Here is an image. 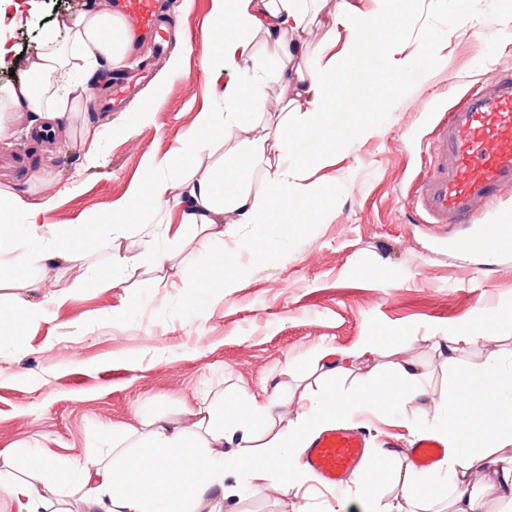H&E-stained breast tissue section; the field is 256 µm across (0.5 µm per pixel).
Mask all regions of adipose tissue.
<instances>
[{"label": "adipose tissue", "instance_id": "1", "mask_svg": "<svg viewBox=\"0 0 512 512\" xmlns=\"http://www.w3.org/2000/svg\"><path fill=\"white\" fill-rule=\"evenodd\" d=\"M366 11L353 10L340 0L336 12L323 16L317 0H212L211 27L216 34L205 63L213 102L195 116L174 152L150 154L143 175L112 204V218L98 224L100 247L111 249V267L95 273L99 288L138 272L161 270L168 261L154 240L141 252L127 254L115 248L129 225L137 222L143 206L159 214L156 237L170 243L193 234L201 254L194 288L215 298L229 285L235 257L224 249L225 235L242 224L275 223L281 208L297 210L308 222L312 203L326 189L314 181L311 170L327 144H345L349 135L375 131L382 113L367 95L368 63H378L394 90H402L413 69L438 61L448 42L433 41L428 59H419L406 42L395 36L385 18L402 15L403 0H370ZM69 48L34 55L28 69L39 85L19 83L0 93V137L8 132L5 115L51 111L52 95L66 88L80 98L82 84L68 80L70 57L117 63L125 51L120 20L106 11L83 13L69 20ZM277 61L262 81L286 88L289 98L274 136H254L263 114L261 102L240 80L241 67L255 55L256 36ZM342 44V59H328L304 72L293 61L306 54L323 53ZM356 110L355 127L337 122L334 106ZM249 134L234 152L217 153L225 131ZM216 154L210 165L192 157ZM261 170L265 193L253 192L251 175ZM51 200H27L0 186V286L26 290L20 318L0 311V339L10 338L29 323L47 316L40 277L46 264L83 263L88 234L85 219L60 225L52 222ZM397 383L382 384L369 377L343 394L329 389L312 399L304 414L280 427L277 396L256 399L235 390L232 404L209 403L188 408L194 427L152 415L141 406L142 428L129 427L112 438L109 454L53 465L20 447L0 460V482H6L12 512H70L67 499L79 496L82 512H223L224 476L228 473L273 475L296 485L303 475L297 460L322 431L351 421L360 412L383 407L393 421H401L405 408L425 394L417 368H399ZM437 423L430 430L448 447L441 467L418 473L407 460L371 457L352 482L362 491L358 512H393L394 506L378 493L379 476L389 473L392 484L413 502L417 512H432L434 492L446 490L450 512H482L470 490L473 470H485L501 496L512 507V457L497 448L512 444V373L503 371L496 357L481 366L460 371L448 379L434 403Z\"/></svg>", "mask_w": 512, "mask_h": 512}]
</instances>
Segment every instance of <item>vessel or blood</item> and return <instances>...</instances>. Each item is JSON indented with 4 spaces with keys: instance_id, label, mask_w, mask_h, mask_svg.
Returning a JSON list of instances; mask_svg holds the SVG:
<instances>
[{
    "instance_id": "1",
    "label": "vessel or blood",
    "mask_w": 512,
    "mask_h": 512,
    "mask_svg": "<svg viewBox=\"0 0 512 512\" xmlns=\"http://www.w3.org/2000/svg\"><path fill=\"white\" fill-rule=\"evenodd\" d=\"M121 16L133 40H152L159 49L168 43L170 30L161 24L155 0H123ZM139 89L135 80L113 83L110 105L123 108ZM432 141L430 168L413 182L405 198L407 206L426 224L475 223L482 209L495 206L512 188V76L496 78L449 110L434 125ZM511 233L512 217L500 213L480 231L456 240L455 246L467 254L486 256ZM412 453L428 467L444 455L445 447L426 437ZM365 457L364 435L336 427L311 443L306 463L322 480L339 487L363 466Z\"/></svg>"
}]
</instances>
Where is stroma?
Segmentation results:
<instances>
[{"instance_id":"obj_1","label":"stroma","mask_w":512,"mask_h":512,"mask_svg":"<svg viewBox=\"0 0 512 512\" xmlns=\"http://www.w3.org/2000/svg\"><path fill=\"white\" fill-rule=\"evenodd\" d=\"M166 2L175 38L164 56L133 47L117 64L79 70L87 91L50 120L49 134L15 118L0 138V184L52 200L54 223L110 217L113 201L141 178L145 155L171 152L208 105L211 0ZM85 9V0H14L0 26L8 48L0 89L30 80L28 58L67 43L62 19ZM458 13L456 0L440 8L410 0L400 36L425 53L447 35L445 59L428 77L410 74L400 93L384 75L371 74L370 92L385 119L319 170L330 194L309 223L293 225L285 213L275 226L242 225V236H264L271 248L260 255L239 250L222 301L193 305L181 282L154 288L144 276L92 287V269L110 260L96 246L84 264L45 266V292L62 294V301L49 303L48 320L0 342V458L20 443L53 462L82 458L106 447L112 429L138 425L141 401L176 419L181 404L213 401L234 384L277 395L282 422L296 420L317 388L314 356L324 348L336 349V365L339 352L378 345L337 377L335 388L344 392L372 374L394 383V366L408 364L425 371L436 395L453 372L493 354L507 359L506 317L489 340L460 345L452 364L435 339L486 312L512 311V246L485 260L455 252L448 236L468 233L469 225L420 223L404 203L429 167L437 116L498 72H512V0H475L463 21ZM121 73L143 76L140 92L123 111H103L101 100ZM105 124L112 137L99 166L87 159L86 133ZM407 415L406 427L379 411L359 414L354 425L369 449L392 457L434 422L426 405ZM237 483L248 490L225 499L224 512H327L337 500L358 497L352 484L332 488L316 478L306 491L248 475L224 481Z\"/></svg>"}]
</instances>
